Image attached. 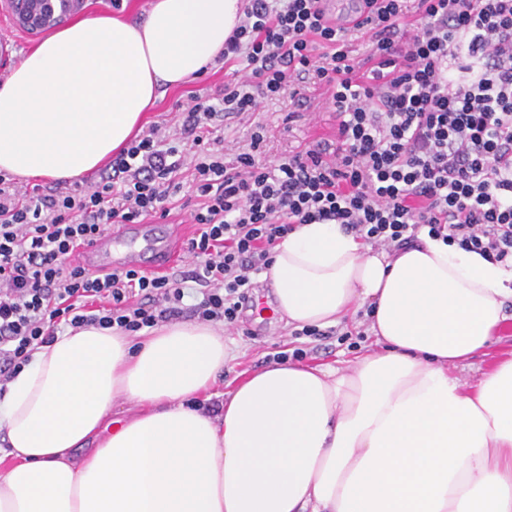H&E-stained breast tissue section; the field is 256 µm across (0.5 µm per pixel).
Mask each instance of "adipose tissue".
<instances>
[{"mask_svg": "<svg viewBox=\"0 0 512 512\" xmlns=\"http://www.w3.org/2000/svg\"><path fill=\"white\" fill-rule=\"evenodd\" d=\"M242 0H153L143 22H70L0 83V171L73 180L123 150L162 86L224 50ZM287 323L372 310L377 350L341 373L281 363L199 402L224 333L161 324L133 342L56 336L0 394V512H512V357L476 383L448 373L488 347L512 270L439 238L372 251L302 224L264 273ZM128 405L116 417V399Z\"/></svg>", "mask_w": 512, "mask_h": 512, "instance_id": "ef3b65f1", "label": "adipose tissue"}]
</instances>
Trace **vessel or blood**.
I'll use <instances>...</instances> for the list:
<instances>
[{"label":"vessel or blood","mask_w":512,"mask_h":512,"mask_svg":"<svg viewBox=\"0 0 512 512\" xmlns=\"http://www.w3.org/2000/svg\"><path fill=\"white\" fill-rule=\"evenodd\" d=\"M150 222L122 225L119 231L98 237L82 250L79 259L83 266L101 271L113 268H133L160 271L175 259L177 236L150 235Z\"/></svg>","instance_id":"vessel-or-blood-1"}]
</instances>
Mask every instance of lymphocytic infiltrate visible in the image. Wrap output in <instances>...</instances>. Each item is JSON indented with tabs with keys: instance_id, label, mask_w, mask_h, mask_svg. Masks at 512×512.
Segmentation results:
<instances>
[{
	"instance_id": "f902f5d3",
	"label": "lymphocytic infiltrate",
	"mask_w": 512,
	"mask_h": 512,
	"mask_svg": "<svg viewBox=\"0 0 512 512\" xmlns=\"http://www.w3.org/2000/svg\"><path fill=\"white\" fill-rule=\"evenodd\" d=\"M363 59L321 0H247L224 43L216 96L192 95L181 139L195 148L184 284L135 269L101 273L77 250L116 224L167 218L181 189L177 147L160 128L131 141L112 174L26 196L0 174V386L57 332L90 325L133 334L184 315L236 325L254 275L300 224L332 223L372 247L401 250L419 232L512 263V0H358ZM316 75L336 114V139L260 159L264 136L225 159L217 117L255 112Z\"/></svg>"
}]
</instances>
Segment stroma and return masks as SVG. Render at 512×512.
<instances>
[{"label": "stroma", "instance_id": "1", "mask_svg": "<svg viewBox=\"0 0 512 512\" xmlns=\"http://www.w3.org/2000/svg\"><path fill=\"white\" fill-rule=\"evenodd\" d=\"M152 0H84L77 15L81 18L113 16L127 20L141 19L150 8ZM45 36L44 31L30 32L19 23L15 14L0 8V40L9 44L6 56L0 57V82L19 64ZM226 69L222 59L207 66L197 78L181 85L167 88L164 95L148 110L146 126L160 125L177 129L180 116L178 108L187 104L193 94H212L224 86ZM301 93L310 99V107L298 108L289 95L263 100L258 110L250 116L229 117L220 122V133L228 149L245 148L255 127H262L266 156L280 157L288 151L319 142V130H331L333 118L329 112L314 113L320 104L324 88L314 77H307L299 86ZM254 298L245 302L236 326L225 329L224 341L229 357L224 365V377L214 385L215 393L229 391L236 383L268 367L273 356L280 351L304 349L305 363L331 366L340 370L351 366L357 357L375 348V338L368 332L365 310L346 318L339 325L340 332L330 336H298L293 326L274 310L272 289L261 276L253 278ZM506 320L496 332L491 345L472 357L467 365L453 368L452 374L461 382L474 383L481 372L498 360L512 356V302L505 306Z\"/></svg>", "mask_w": 512, "mask_h": 512}]
</instances>
